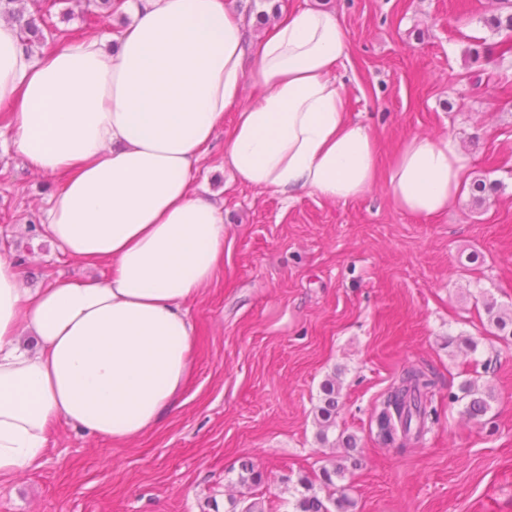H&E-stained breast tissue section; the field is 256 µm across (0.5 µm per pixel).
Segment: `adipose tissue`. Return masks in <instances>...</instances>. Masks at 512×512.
Wrapping results in <instances>:
<instances>
[{"instance_id":"1","label":"adipose tissue","mask_w":512,"mask_h":512,"mask_svg":"<svg viewBox=\"0 0 512 512\" xmlns=\"http://www.w3.org/2000/svg\"><path fill=\"white\" fill-rule=\"evenodd\" d=\"M135 14L49 53L0 19L16 149L31 169L68 175L42 222L72 260L109 269L34 291L0 253V481L40 464L56 421L123 444L183 393L187 306L224 262V205L195 194L192 176L225 112V166L289 200L353 199L383 180L402 211L430 218L470 165L452 138L413 135L381 169L337 81L348 46L331 12L304 9L254 41L232 0H136ZM248 83L261 94L246 101Z\"/></svg>"}]
</instances>
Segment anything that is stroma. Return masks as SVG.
<instances>
[{
  "instance_id": "stroma-1",
  "label": "stroma",
  "mask_w": 512,
  "mask_h": 512,
  "mask_svg": "<svg viewBox=\"0 0 512 512\" xmlns=\"http://www.w3.org/2000/svg\"><path fill=\"white\" fill-rule=\"evenodd\" d=\"M279 2L285 14L338 16L347 110L382 163L408 136H450L471 159L469 180L497 193L478 205L465 190L423 219L381 184L354 199L305 191L288 203L225 168L226 112L192 176L198 195L224 203V265L188 306L195 344L181 399L122 445L54 424L41 466L0 483V512H230L246 461L263 474L252 496L264 512H291L298 477L336 465L354 512H512V341L483 308L487 297L512 308V31L486 24L511 14L512 0ZM38 7L56 29L48 50L135 17ZM66 180L30 171L0 120V252L20 259L28 287L103 274L28 230ZM411 364L435 376V415L418 443L387 444L376 409ZM332 375L341 399L324 446L316 414ZM469 380L492 396L478 420L459 398ZM342 433L355 436L356 461L337 445Z\"/></svg>"
}]
</instances>
